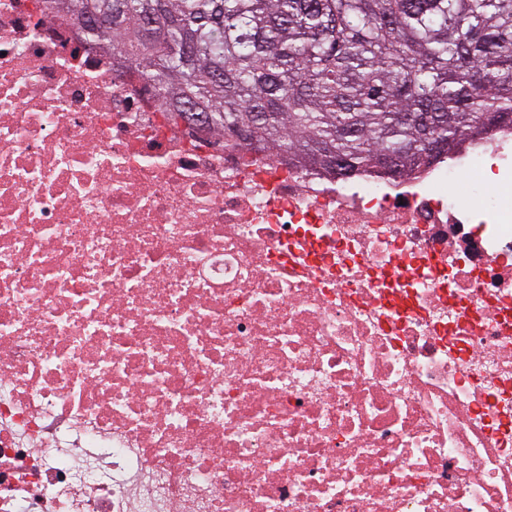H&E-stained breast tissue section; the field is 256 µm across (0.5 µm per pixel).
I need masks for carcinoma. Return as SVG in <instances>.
<instances>
[{
  "label": "carcinoma",
  "mask_w": 512,
  "mask_h": 512,
  "mask_svg": "<svg viewBox=\"0 0 512 512\" xmlns=\"http://www.w3.org/2000/svg\"><path fill=\"white\" fill-rule=\"evenodd\" d=\"M176 123L332 175L397 176L512 128V0H58ZM429 143L449 145L432 154Z\"/></svg>",
  "instance_id": "1"
}]
</instances>
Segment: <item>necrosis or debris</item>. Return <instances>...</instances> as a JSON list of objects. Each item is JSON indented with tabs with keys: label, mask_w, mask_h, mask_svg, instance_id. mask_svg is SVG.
Instances as JSON below:
<instances>
[{
	"label": "necrosis or debris",
	"mask_w": 512,
	"mask_h": 512,
	"mask_svg": "<svg viewBox=\"0 0 512 512\" xmlns=\"http://www.w3.org/2000/svg\"><path fill=\"white\" fill-rule=\"evenodd\" d=\"M510 147L245 157L0 0V512H512Z\"/></svg>",
	"instance_id": "4bbe7bcc"
}]
</instances>
